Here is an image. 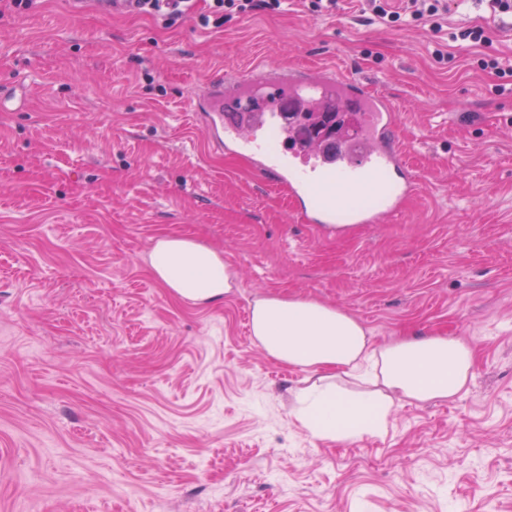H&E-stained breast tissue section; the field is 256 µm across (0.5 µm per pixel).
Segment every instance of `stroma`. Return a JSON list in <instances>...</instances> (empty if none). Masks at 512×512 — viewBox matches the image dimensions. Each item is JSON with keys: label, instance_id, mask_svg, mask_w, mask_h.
I'll use <instances>...</instances> for the list:
<instances>
[{"label": "stroma", "instance_id": "35a3bbf8", "mask_svg": "<svg viewBox=\"0 0 512 512\" xmlns=\"http://www.w3.org/2000/svg\"><path fill=\"white\" fill-rule=\"evenodd\" d=\"M72 0H0V512H512V93L430 27L363 0H302L222 26ZM480 25L512 66V24ZM335 66L393 99L418 180L401 214L330 235L287 190L211 150L186 103L255 63ZM188 236L238 274L173 298L147 262ZM279 292L355 316L372 343L474 346L466 396L386 434L319 441L290 415L303 372L270 360L249 305Z\"/></svg>", "mask_w": 512, "mask_h": 512}]
</instances>
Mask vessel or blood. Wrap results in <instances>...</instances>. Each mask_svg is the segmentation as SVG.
<instances>
[{"label": "vessel or blood", "instance_id": "1", "mask_svg": "<svg viewBox=\"0 0 512 512\" xmlns=\"http://www.w3.org/2000/svg\"><path fill=\"white\" fill-rule=\"evenodd\" d=\"M338 90L343 111L365 113L360 139L315 147L310 168L294 167L272 139L285 125L283 103H302ZM190 111L222 143L225 151L253 162L260 174L285 188L306 224H375L398 214L416 191L417 181L394 135L401 121L393 101L370 89L358 76H338L328 68L293 65L253 67L231 78L215 77L188 100ZM369 191L374 208L349 205L350 196Z\"/></svg>", "mask_w": 512, "mask_h": 512}]
</instances>
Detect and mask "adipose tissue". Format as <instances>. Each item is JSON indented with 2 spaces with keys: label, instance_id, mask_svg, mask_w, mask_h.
Masks as SVG:
<instances>
[{
  "label": "adipose tissue",
  "instance_id": "obj_1",
  "mask_svg": "<svg viewBox=\"0 0 512 512\" xmlns=\"http://www.w3.org/2000/svg\"><path fill=\"white\" fill-rule=\"evenodd\" d=\"M148 264L174 297L195 305L222 301L237 286L222 251L186 236L156 238ZM250 327L268 358L305 372L292 417L322 441L384 434L405 404L462 399L474 363L462 339L411 335L377 346L347 312L282 293L251 302Z\"/></svg>",
  "mask_w": 512,
  "mask_h": 512
}]
</instances>
